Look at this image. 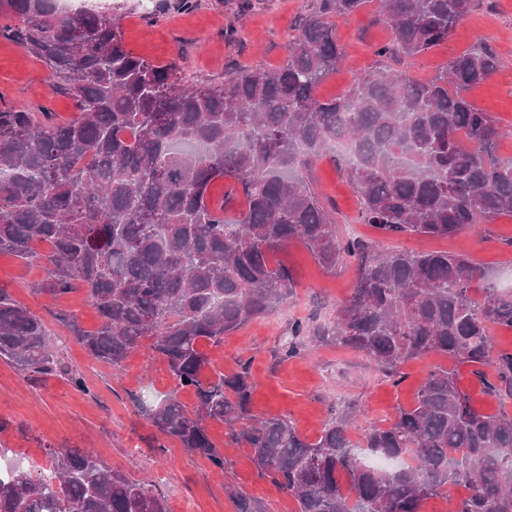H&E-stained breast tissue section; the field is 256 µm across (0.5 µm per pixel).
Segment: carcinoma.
Returning a JSON list of instances; mask_svg holds the SVG:
<instances>
[{
	"instance_id": "obj_1",
	"label": "carcinoma",
	"mask_w": 512,
	"mask_h": 512,
	"mask_svg": "<svg viewBox=\"0 0 512 512\" xmlns=\"http://www.w3.org/2000/svg\"><path fill=\"white\" fill-rule=\"evenodd\" d=\"M366 2L309 0L281 66L230 67L222 82L179 84L176 61L132 55L119 23L94 10L0 0V15L15 18L0 38L42 62L52 93L76 112L57 124L47 110L0 106V254L44 264L38 293L85 292L99 325L59 320L91 358L119 368L148 342L176 381L147 412L151 425L222 469L206 423H224L296 512H420L457 485L467 495L454 512H512V415L477 408L454 368L429 372L414 407L356 442L351 413H332L313 442L285 417H256L246 367L202 378L211 364L202 343L220 345L292 294V271L272 257L299 242L328 271L357 267L316 342L360 351L394 378L401 364L439 354L472 367L489 395L512 390V352H493L488 335L491 325L512 329V290L486 287L476 297L484 272L460 254L341 237L307 175L330 157L360 196L362 223L385 235L448 238L512 216V160L497 155L512 131L464 96L501 67L487 43L429 82L385 66L340 97L318 99L343 56L336 20ZM472 3L381 0L392 41L378 56L412 60L443 43ZM339 141L349 153L333 149ZM218 180L231 185L214 203ZM306 334L295 323L280 356H295ZM0 361L37 378L58 371L46 325L4 288ZM185 388L196 396L191 407L178 399ZM361 446L394 466L361 457ZM49 459L40 479L21 466L0 478V512H168L147 483L90 452L53 449ZM227 493L236 512H264L247 494Z\"/></svg>"
}]
</instances>
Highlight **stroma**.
<instances>
[{"mask_svg": "<svg viewBox=\"0 0 512 512\" xmlns=\"http://www.w3.org/2000/svg\"><path fill=\"white\" fill-rule=\"evenodd\" d=\"M157 0H96V8L121 24L124 45L133 54L155 63L182 57L181 76L194 75L220 82L228 66L280 65L292 26L308 0H257L242 11L239 0H197L194 9L168 8L154 23L144 19ZM379 2L369 0L356 16L336 23L343 60L317 89L319 98L339 96L364 74L373 71L376 51L388 44L391 31L379 21ZM238 31V41L225 39L226 28ZM489 43L503 62L502 68L468 97L493 113L512 131V0H477L473 11L447 41L416 57L409 71L426 81L442 71L449 60L477 42ZM0 100L34 112H54L57 122L72 119L70 99L53 95L47 68L18 45L0 39ZM310 177L326 204L335 210L339 231L346 238L381 240L384 248L452 251L472 258L495 281L512 279V217H501L478 231H460L450 238L412 234L380 235L358 220L356 193L333 162L314 163ZM296 280L293 298L275 312L257 318L225 335L221 345L209 348L212 359L205 377L232 374L249 367L254 380L252 411L266 418L284 415L307 439L321 433L332 411L353 409L359 430L386 426L398 408L415 403L427 373L436 367L454 366L442 355H428L406 362L399 378H391L362 352L334 346H306L295 357L281 359L280 350L290 328L300 321L308 327L327 324L336 308L351 293L355 272L326 273L297 243L277 255ZM45 276L41 263L25 264L0 254V287L40 316L50 330L51 348L59 362L55 375L32 379L15 366L0 361V422L6 429L0 442L23 459L32 476L49 465L53 448H87L105 465L122 470L161 491L169 512H235L228 488L259 500L266 512H296L295 501L270 480L261 478L249 449L226 448L227 429L209 422L207 432L217 446L225 447L226 464L216 468L175 441H162L144 412L170 392L185 405L196 401L193 390L177 389L165 360L142 345L131 352L122 367L91 359L60 325L55 315L65 311L85 328L98 318L84 292L58 299L35 293L33 286ZM83 377L79 390L72 377ZM165 442L158 451L157 442Z\"/></svg>", "mask_w": 512, "mask_h": 512, "instance_id": "35a3bbf8", "label": "stroma"}]
</instances>
